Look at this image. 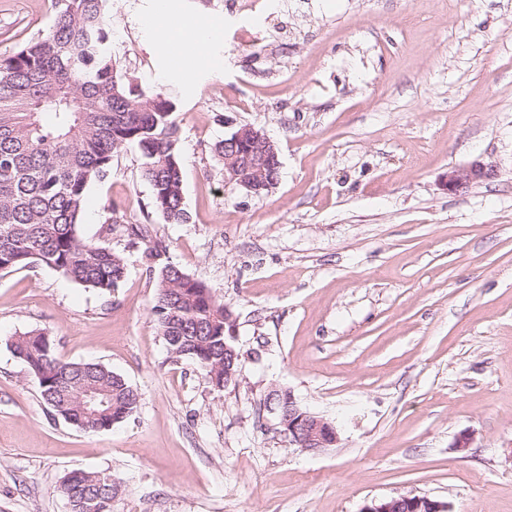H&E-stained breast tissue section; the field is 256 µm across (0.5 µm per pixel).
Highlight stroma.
<instances>
[{"label": "stroma", "mask_w": 512, "mask_h": 512, "mask_svg": "<svg viewBox=\"0 0 512 512\" xmlns=\"http://www.w3.org/2000/svg\"><path fill=\"white\" fill-rule=\"evenodd\" d=\"M237 2L169 0L222 32L210 64L177 69L145 23L154 0H112L114 57L175 107L189 220L151 211L129 147L80 225L124 257L112 296L41 265L0 273V512H69L74 470L120 481L112 512H362L399 494L512 512V0ZM50 24L44 0H0V54ZM244 125L279 148L263 196L226 186L213 151ZM474 161L495 178L448 193ZM144 223L232 312L237 384L169 358L122 231ZM33 329L124 376L138 413L100 432L50 416L8 347ZM275 388L339 443L290 445Z\"/></svg>", "instance_id": "obj_1"}]
</instances>
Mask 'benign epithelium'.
I'll return each instance as SVG.
<instances>
[{
	"instance_id": "obj_1",
	"label": "benign epithelium",
	"mask_w": 512,
	"mask_h": 512,
	"mask_svg": "<svg viewBox=\"0 0 512 512\" xmlns=\"http://www.w3.org/2000/svg\"><path fill=\"white\" fill-rule=\"evenodd\" d=\"M235 143L247 147L243 162L231 155L224 159L227 168L243 166L252 172L249 180L241 186L250 194L260 196L271 192L277 182L266 177L267 163L277 159L278 147L263 131L251 126H242L235 131ZM496 175L494 166L481 161L466 166L455 167L448 171L446 186L450 193H461L472 186L488 181ZM240 357L237 347L224 345V380L226 385L238 382L239 372L234 370L235 360ZM288 400V412L277 413L273 407L268 411L277 415L280 432L288 436L291 445L304 451L318 452L330 448L339 442V433L335 425L325 418L302 408L291 391H284ZM364 512H448V505L427 496L400 494L378 504L365 508Z\"/></svg>"
}]
</instances>
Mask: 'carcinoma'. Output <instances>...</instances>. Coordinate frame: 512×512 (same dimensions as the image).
<instances>
[{
	"mask_svg": "<svg viewBox=\"0 0 512 512\" xmlns=\"http://www.w3.org/2000/svg\"><path fill=\"white\" fill-rule=\"evenodd\" d=\"M52 25L12 55L0 56V271L39 263L102 295L125 275L121 254L78 232L90 183L108 176L115 154L139 148L151 207L170 224L189 219L183 197L179 127L170 100L122 77L112 57L110 0H49ZM155 275L156 316L167 353L188 359L224 389V344L232 323L202 282L165 260L167 246L145 224H126ZM13 354L37 378L54 415L81 418L97 432L131 416L141 398L100 363L69 362L50 337L31 330L13 338ZM99 401L81 411L86 392ZM119 483L105 471L76 470L60 485L70 512H112Z\"/></svg>",
	"mask_w": 512,
	"mask_h": 512,
	"instance_id": "cac0c4a2",
	"label": "carcinoma"
}]
</instances>
